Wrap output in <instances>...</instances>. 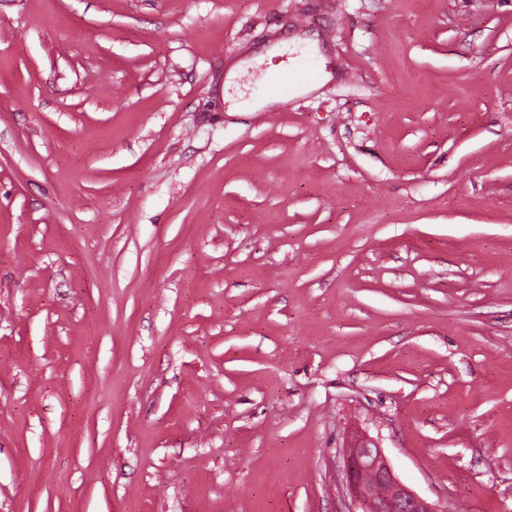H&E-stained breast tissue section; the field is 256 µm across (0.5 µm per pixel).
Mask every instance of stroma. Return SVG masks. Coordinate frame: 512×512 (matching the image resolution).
I'll return each instance as SVG.
<instances>
[{
  "label": "stroma",
  "mask_w": 512,
  "mask_h": 512,
  "mask_svg": "<svg viewBox=\"0 0 512 512\" xmlns=\"http://www.w3.org/2000/svg\"><path fill=\"white\" fill-rule=\"evenodd\" d=\"M360 438L512 512V0H0V512H350ZM315 76V72L306 67H297L281 76L270 80L267 89L274 94H279L283 98L288 99V85H293L296 82L309 81ZM316 81L306 84L293 85L292 92L307 91L315 87Z\"/></svg>",
  "instance_id": "stroma-1"
}]
</instances>
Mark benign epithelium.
<instances>
[{"label": "benign epithelium", "instance_id": "7a95c632", "mask_svg": "<svg viewBox=\"0 0 512 512\" xmlns=\"http://www.w3.org/2000/svg\"><path fill=\"white\" fill-rule=\"evenodd\" d=\"M344 481L355 512H440L400 482L382 449L371 441L361 440L347 449Z\"/></svg>", "mask_w": 512, "mask_h": 512}]
</instances>
